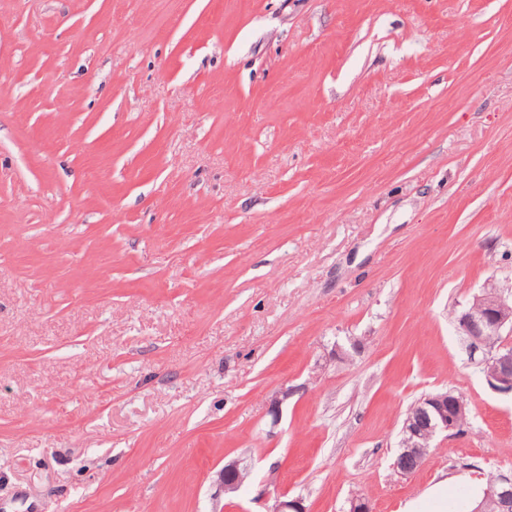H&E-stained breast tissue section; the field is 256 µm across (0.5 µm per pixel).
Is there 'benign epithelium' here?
<instances>
[{"mask_svg":"<svg viewBox=\"0 0 512 512\" xmlns=\"http://www.w3.org/2000/svg\"><path fill=\"white\" fill-rule=\"evenodd\" d=\"M455 324L458 333L468 342L470 359L481 366L488 386L497 393L512 395V346L489 349L484 343L486 336L512 333V293L496 289L474 295L455 316ZM462 408L461 401L451 389L426 395L421 400L424 421L412 417L403 420L399 457L414 456L426 439L457 435L456 420ZM250 472L251 462L245 456L228 462L217 474L219 491L225 495L236 493ZM496 494L503 512H512V469L502 473ZM268 512H305V508L297 498L276 494Z\"/></svg>","mask_w":512,"mask_h":512,"instance_id":"7a95c632","label":"benign epithelium"}]
</instances>
